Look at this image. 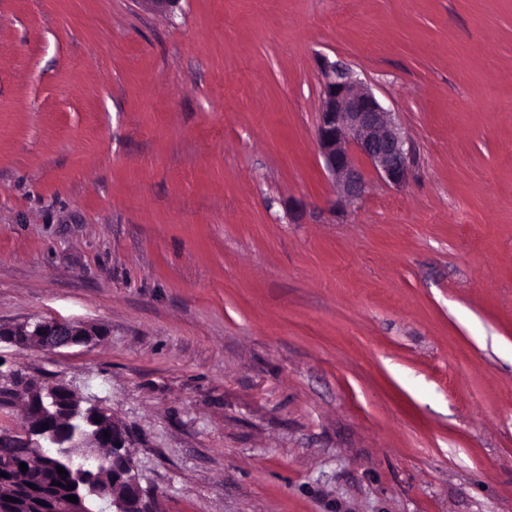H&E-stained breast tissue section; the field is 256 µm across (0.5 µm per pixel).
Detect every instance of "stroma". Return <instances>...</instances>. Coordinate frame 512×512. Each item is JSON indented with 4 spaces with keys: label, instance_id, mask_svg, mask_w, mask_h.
<instances>
[{
    "label": "stroma",
    "instance_id": "35a3bbf8",
    "mask_svg": "<svg viewBox=\"0 0 512 512\" xmlns=\"http://www.w3.org/2000/svg\"><path fill=\"white\" fill-rule=\"evenodd\" d=\"M414 150L333 210L320 63ZM0 347L157 512H512V0H0ZM97 336H102V333L96 327L58 317L21 324H0V343L19 348L38 347L54 351L89 344ZM35 380V379H34ZM45 390L48 397L54 400L55 407L58 410H64L65 406L71 401L82 402L89 405V408L100 418V421L108 420L112 423V440L108 448H112V459L115 453L121 449L128 448V437L124 427L112 416V412L102 407L98 403H92L83 397L77 390L64 382L43 383L35 380ZM120 443V446H117Z\"/></svg>",
    "mask_w": 512,
    "mask_h": 512
}]
</instances>
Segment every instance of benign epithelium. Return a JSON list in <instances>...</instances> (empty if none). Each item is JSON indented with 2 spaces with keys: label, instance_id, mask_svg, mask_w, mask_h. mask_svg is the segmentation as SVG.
<instances>
[{
  "label": "benign epithelium",
  "instance_id": "obj_1",
  "mask_svg": "<svg viewBox=\"0 0 512 512\" xmlns=\"http://www.w3.org/2000/svg\"><path fill=\"white\" fill-rule=\"evenodd\" d=\"M322 108L316 128V142L324 161L327 175L334 181L342 200L360 199L368 187L367 173H372L387 185L402 189L412 173L413 148L396 121L394 113L386 109L355 73L346 67L323 61L321 65ZM101 332L88 324L53 317L21 324H0V343L15 347H38L54 351L91 343ZM48 397L54 400L56 411L30 407L24 415V430L20 434L3 431L0 445L16 449V454L27 457L41 451L39 438L52 432L54 423H63L60 415L70 402L86 403L100 418L112 423V453L97 452L92 463L99 468L111 464V454L127 447L124 427L112 412L83 397L64 382L40 383ZM24 394L12 368L0 369V398L13 401ZM116 484L121 490L105 488L100 493L102 512H132L138 506L141 512H154L153 501L146 496L140 476L133 463L128 462L117 471ZM22 505L27 512H82L78 503L64 497L52 496L44 487L32 489L24 485Z\"/></svg>",
  "mask_w": 512,
  "mask_h": 512
}]
</instances>
